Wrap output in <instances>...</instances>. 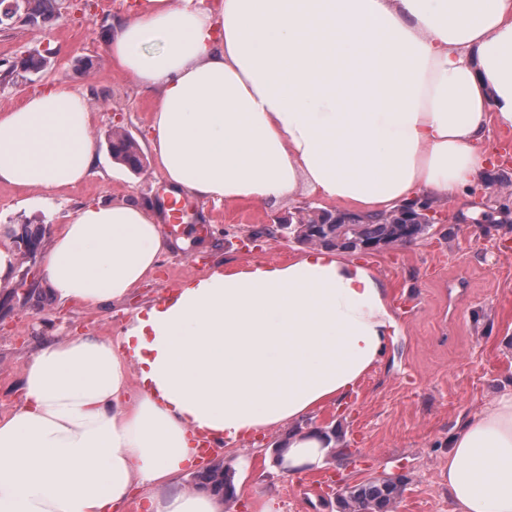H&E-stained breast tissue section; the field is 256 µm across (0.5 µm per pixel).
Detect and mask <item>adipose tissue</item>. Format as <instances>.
Instances as JSON below:
<instances>
[{"label":"adipose tissue","mask_w":512,"mask_h":512,"mask_svg":"<svg viewBox=\"0 0 512 512\" xmlns=\"http://www.w3.org/2000/svg\"><path fill=\"white\" fill-rule=\"evenodd\" d=\"M155 93L150 144L175 192L265 202L305 189L357 214L482 183L490 127L512 129V0H137L103 34ZM84 91L0 109V184L61 191L97 176ZM159 205L100 202L53 234L62 305L123 300L171 242ZM397 326L385 283L337 251L217 270L140 309L115 338L44 340L0 415V512H225L183 487L214 442L343 399ZM450 512H512V388L448 441Z\"/></svg>","instance_id":"ef3b65f1"}]
</instances>
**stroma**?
Returning a JSON list of instances; mask_svg holds the SVG:
<instances>
[{
    "instance_id": "1",
    "label": "stroma",
    "mask_w": 512,
    "mask_h": 512,
    "mask_svg": "<svg viewBox=\"0 0 512 512\" xmlns=\"http://www.w3.org/2000/svg\"><path fill=\"white\" fill-rule=\"evenodd\" d=\"M134 0H99L89 20L63 9L59 19L25 23L0 19V69H14L15 82L0 85V108L20 105L48 83L61 81L89 91L96 112L100 174L61 192L0 186V243L22 225L40 233L33 257L18 255L15 286L0 288V412L21 396L25 366L43 339L82 331L111 338L123 333L134 313L165 290L209 276L217 269L261 261L287 263L308 253L288 240L253 241L263 225L296 215L299 207H323L300 192L276 202L215 204L189 196L188 233L130 298L99 306L56 304L43 279L42 260L54 231L86 205L99 201L158 198L162 182L153 163L135 173L115 161L113 134L130 135L149 151L153 102L131 77L112 64L101 33ZM47 60L24 66L33 53ZM443 222L436 233L403 247L363 256L389 287L397 320L382 360L337 405L293 425L265 429L230 446L213 460L235 462L240 493L229 512H254L256 500L276 499L278 512H341L339 484L403 476L406 489L393 512H448V438L460 418L476 413L494 393L512 387V196L492 185L470 188L454 200L436 199ZM319 425L336 433L352 463H330L321 473H283L269 445L292 428Z\"/></svg>"
}]
</instances>
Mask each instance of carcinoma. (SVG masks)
<instances>
[{
    "mask_svg": "<svg viewBox=\"0 0 512 512\" xmlns=\"http://www.w3.org/2000/svg\"><path fill=\"white\" fill-rule=\"evenodd\" d=\"M64 0H9L10 15H24L36 24L57 20L61 16ZM112 157L134 171L142 168V155L137 142L120 135L110 142ZM430 233V227L417 224L411 231L404 224H391L381 215L362 216L343 213L341 216L317 215L300 229L301 243L320 241V246L354 253L362 242L404 246L418 241ZM195 486L211 488L224 494V499L237 498L234 471L222 463L213 464L194 475ZM405 491V483L391 479H377L347 486L339 495L342 512H392V505Z\"/></svg>",
    "mask_w": 512,
    "mask_h": 512,
    "instance_id": "obj_1",
    "label": "carcinoma"
}]
</instances>
